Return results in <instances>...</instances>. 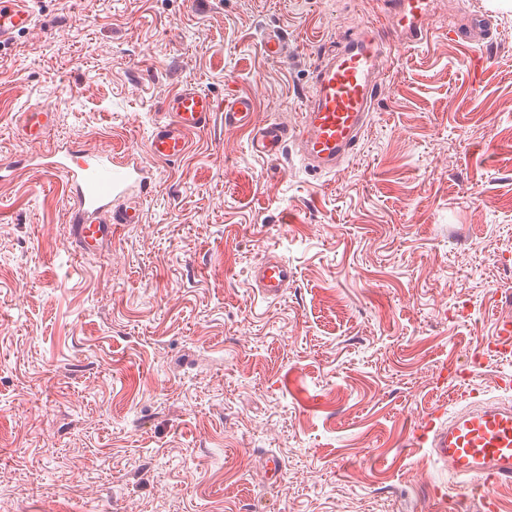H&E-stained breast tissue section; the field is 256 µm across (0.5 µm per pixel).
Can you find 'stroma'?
I'll return each instance as SVG.
<instances>
[{
    "instance_id": "stroma-1",
    "label": "stroma",
    "mask_w": 512,
    "mask_h": 512,
    "mask_svg": "<svg viewBox=\"0 0 512 512\" xmlns=\"http://www.w3.org/2000/svg\"><path fill=\"white\" fill-rule=\"evenodd\" d=\"M427 46L391 65L336 172L265 160L223 112L163 165L141 221L78 257L60 179L0 181V512H432L416 416L512 374V7L432 0ZM0 47V157L19 112L44 141L144 147L192 84L255 93L295 124L314 64L382 0H37ZM489 17L493 43L449 30ZM279 32L286 56L259 45ZM297 272L263 297L266 251ZM282 463L281 480L264 461ZM55 128V113L47 107H33L20 112L15 136L22 145L41 143Z\"/></svg>"
}]
</instances>
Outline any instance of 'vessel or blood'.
Segmentation results:
<instances>
[{"mask_svg": "<svg viewBox=\"0 0 512 512\" xmlns=\"http://www.w3.org/2000/svg\"><path fill=\"white\" fill-rule=\"evenodd\" d=\"M34 0H0V44L31 30ZM384 18L398 29L406 45L427 42L429 0H384ZM487 17L476 15L457 29L462 42L485 40ZM389 57L376 26L343 35L336 50L316 65L314 91L296 126L274 121L255 125L256 99L249 93L229 97L224 105L192 85L168 96L144 148L123 146L106 155L71 147L41 158L40 166L62 180L67 190L68 232L79 254L100 253L125 224L140 220L143 199L158 180V164L185 158L192 137L209 125L216 108L224 110V126L248 132V149L260 158L278 157L295 142L309 170L335 173L355 150L388 68ZM55 114L47 107L20 113L15 136L23 145L48 138ZM261 292L277 297L295 280V271L276 252L264 254L253 270ZM411 442L429 449L442 463L460 495L483 491L484 512H497L492 490L512 486V400H483L461 394L452 405L424 411L415 421Z\"/></svg>", "mask_w": 512, "mask_h": 512, "instance_id": "b4317fda", "label": "vessel or blood"}]
</instances>
